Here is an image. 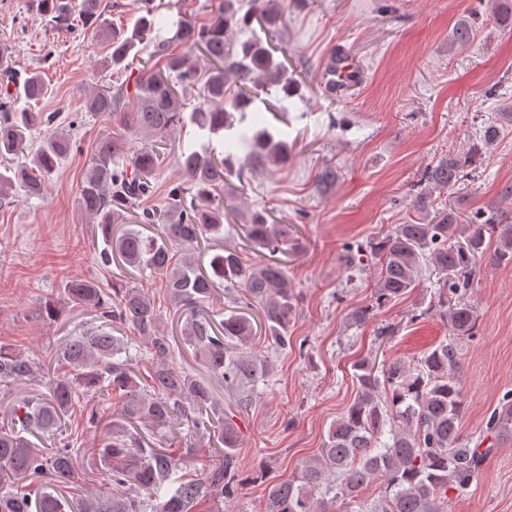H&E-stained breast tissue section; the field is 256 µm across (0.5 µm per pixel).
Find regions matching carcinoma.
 I'll return each instance as SVG.
<instances>
[{
  "mask_svg": "<svg viewBox=\"0 0 512 512\" xmlns=\"http://www.w3.org/2000/svg\"><path fill=\"white\" fill-rule=\"evenodd\" d=\"M491 2L497 20L512 25V0ZM35 7L58 29H70L78 19L111 41L110 63L116 69L126 68L129 57L150 46V57L166 58L168 74L139 80L131 111L118 112L119 95L110 90L86 98L88 111L119 115L124 129L140 136V144H130L125 136L102 137L83 172L78 204L106 244L99 252L103 265L119 260L144 280L161 281L170 303L185 316L183 343L193 349L205 374L178 366L179 344L163 329L149 288L126 286L110 294L91 280L67 281L63 299L97 312L102 325L68 338L57 353V363L68 373L50 379L43 398L22 400L0 427V512H196L207 501L213 512H224V502L244 490L238 474L242 436L234 418L251 409L257 385L275 373L274 354L288 349L295 309L286 269L276 257L288 252V231L269 222L266 210L248 206L236 213L255 258L247 262L236 249L223 246L224 179L242 181L252 171L288 165L287 141L267 128L254 131L245 125L261 94L274 88L286 97L292 88L288 71L270 50L283 31L286 0H224L210 23L199 26L182 17L168 39L160 37L150 0H141L132 28L118 31L105 19L102 0H36ZM255 22L264 36L234 38ZM175 45L184 51H174ZM197 51L203 68L191 59ZM0 80L13 86L0 98V206H5L13 203L16 185L30 196L40 195L75 142L66 130L74 122L65 127L36 110L47 86L38 72L21 76L15 71L6 45H0ZM196 88L198 95L190 97ZM189 125L206 142L181 149V183L169 191L163 207L138 220L157 230L146 236L129 227L128 215L152 192L168 138ZM41 126L40 144L28 155L32 132ZM495 136L490 129L463 155L426 165L417 185H427L430 193L459 185L476 172V159L493 146ZM216 137L222 146L214 145ZM28 156L30 163H14ZM337 179L336 167L327 165L318 174V188L326 193ZM488 236L496 242L493 261L512 265V223L492 215L480 224H463L454 211L437 210L422 224H396L370 243V259L378 263L374 303L381 306L411 293L429 267L438 275L439 317L451 337L408 363L358 361L352 403L297 476L269 483L261 512H355L357 493L374 481L382 492L376 512H444L449 491L464 493L478 481L497 448L461 442L466 404L456 377V337L474 335L478 323L476 308L461 296L472 288L471 275L485 256ZM203 247L212 252L207 270L201 266ZM220 286L243 290L248 304L259 306L264 349L255 348L258 328L247 314L233 311L217 321L201 310ZM114 325L136 330L144 349L131 351L123 337L112 335ZM144 357L151 365L145 381L138 369ZM40 371L34 359L0 345V388L30 381ZM215 382L224 385L226 408L214 400ZM114 395L120 403L116 413ZM83 405L89 406V421L106 435L76 448L62 422ZM141 424L160 434L163 447L145 448L137 432ZM485 431L497 442L512 437V392L488 416ZM183 432L223 445V458L202 478L177 475L181 459L165 447ZM39 434L51 438L54 447L34 444L30 437ZM80 454L104 463L108 492L95 490L75 501L38 492L33 482L41 477L62 486L74 483Z\"/></svg>",
  "mask_w": 512,
  "mask_h": 512,
  "instance_id": "cac0c4a2",
  "label": "carcinoma"
}]
</instances>
